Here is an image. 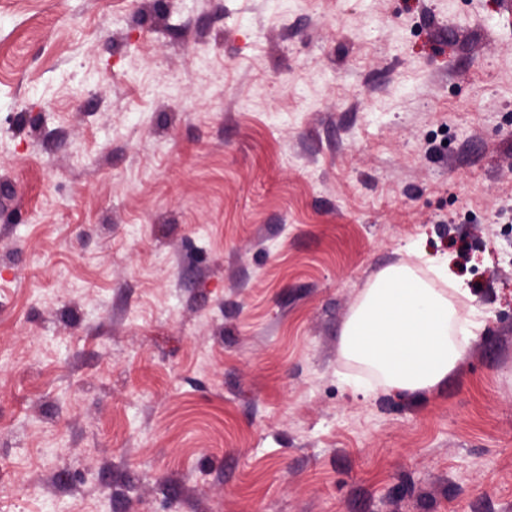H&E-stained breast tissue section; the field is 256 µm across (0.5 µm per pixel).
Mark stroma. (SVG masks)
<instances>
[{"instance_id": "obj_1", "label": "stroma", "mask_w": 512, "mask_h": 512, "mask_svg": "<svg viewBox=\"0 0 512 512\" xmlns=\"http://www.w3.org/2000/svg\"><path fill=\"white\" fill-rule=\"evenodd\" d=\"M0 0V512H512L503 0ZM451 258L480 328L363 394ZM455 296L433 288L407 263L379 271L344 323L338 355L378 371L386 393L434 389L463 358L473 336L451 340Z\"/></svg>"}]
</instances>
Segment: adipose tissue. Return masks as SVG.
I'll list each match as a JSON object with an SVG mask.
<instances>
[{"instance_id": "1", "label": "adipose tissue", "mask_w": 512, "mask_h": 512, "mask_svg": "<svg viewBox=\"0 0 512 512\" xmlns=\"http://www.w3.org/2000/svg\"><path fill=\"white\" fill-rule=\"evenodd\" d=\"M458 317L454 296L399 263L379 271L344 323L342 361L378 371L387 393L415 395L434 389L456 368L468 337L450 339Z\"/></svg>"}]
</instances>
